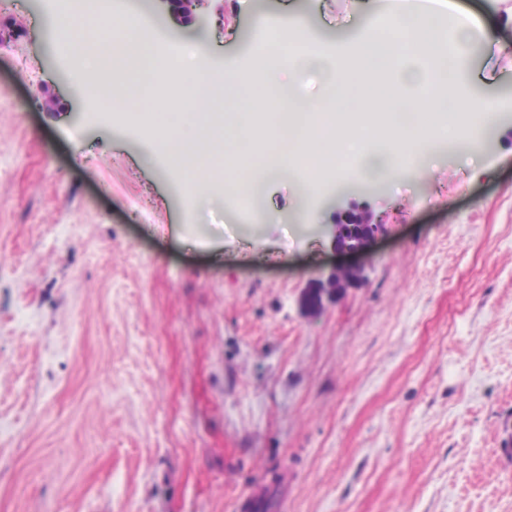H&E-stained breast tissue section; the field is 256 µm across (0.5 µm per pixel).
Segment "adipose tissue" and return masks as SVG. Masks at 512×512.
Segmentation results:
<instances>
[{
  "mask_svg": "<svg viewBox=\"0 0 512 512\" xmlns=\"http://www.w3.org/2000/svg\"><path fill=\"white\" fill-rule=\"evenodd\" d=\"M445 13L451 14L457 36L469 39L477 21L470 14L452 11L450 0H437L431 11L420 10L414 0H400L391 13L390 33L363 30L345 68L320 53L315 37L302 27L289 46L274 47L256 57L248 73L228 69L219 74L195 62L186 64L177 77L188 110L172 115L153 108L149 79L167 73L154 50L156 23L130 12L121 19L125 34L119 38L108 37L93 25L81 33L67 30V41L78 55L92 58L90 65L76 68L72 89L78 94L85 85H98L105 105L113 97H121L128 108L131 130H156L165 152L177 162L196 197L216 176L221 179L225 195L237 196L249 191L251 178L270 174L267 156L255 135L259 120L252 107L256 104L269 112L271 139L284 163L299 168L307 186L315 185L330 155L357 150L362 132L369 128L387 127L393 131L387 149L375 163L378 175L386 176L418 165L432 145L431 125L448 123L459 135L485 123L484 113L470 105L447 109L437 93L429 98L424 115L416 116L413 102L400 97L388 85L381 86L373 96L374 101L385 104V111L358 109L360 97L352 76L367 71L375 58L391 61L405 53L447 58V42L439 25ZM313 69L322 77L323 97L297 104L286 90L299 85ZM218 85L228 96L243 101L245 110L224 114L214 111L213 90ZM146 106L151 109L147 115L142 112ZM243 169L250 173V180L239 178Z\"/></svg>",
  "mask_w": 512,
  "mask_h": 512,
  "instance_id": "adipose-tissue-1",
  "label": "adipose tissue"
}]
</instances>
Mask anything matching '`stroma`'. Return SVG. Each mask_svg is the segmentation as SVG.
<instances>
[{
	"label": "stroma",
	"mask_w": 512,
	"mask_h": 512,
	"mask_svg": "<svg viewBox=\"0 0 512 512\" xmlns=\"http://www.w3.org/2000/svg\"><path fill=\"white\" fill-rule=\"evenodd\" d=\"M387 2L201 0L171 43L249 70L264 15L344 64ZM454 2L494 38L454 84L495 105L482 145L276 173L250 223L189 205L155 134L73 95L49 12L0 0V512H237L259 482L264 512H512V0ZM354 204L388 231L310 309L347 261L312 228ZM361 269L356 266L333 267L324 279H319L314 288L337 289L347 288L361 279Z\"/></svg>",
	"instance_id": "1"
}]
</instances>
